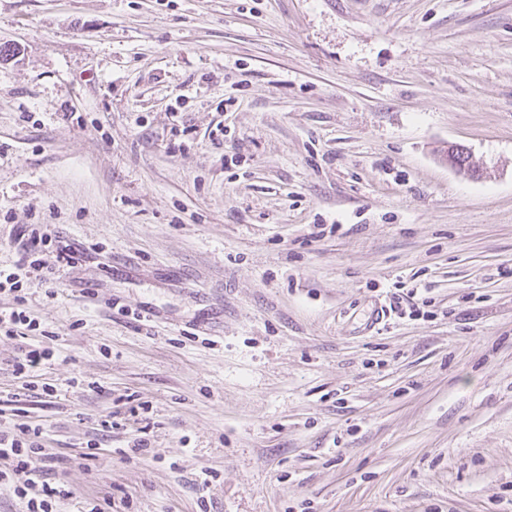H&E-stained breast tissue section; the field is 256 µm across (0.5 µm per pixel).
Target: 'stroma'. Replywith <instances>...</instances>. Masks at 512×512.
<instances>
[{
	"label": "stroma",
	"instance_id": "35a3bbf8",
	"mask_svg": "<svg viewBox=\"0 0 512 512\" xmlns=\"http://www.w3.org/2000/svg\"><path fill=\"white\" fill-rule=\"evenodd\" d=\"M48 228L60 512H512V0H0V265Z\"/></svg>",
	"mask_w": 512,
	"mask_h": 512
}]
</instances>
